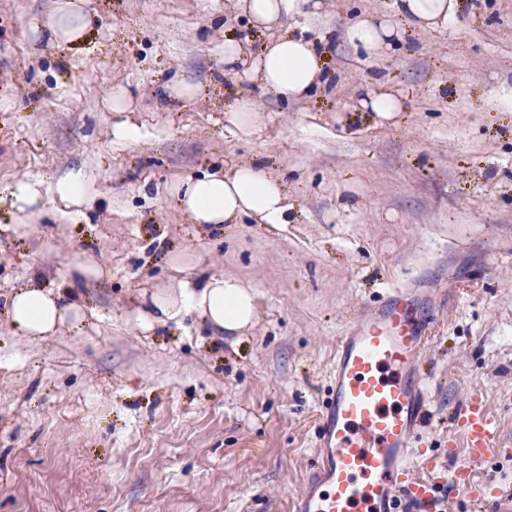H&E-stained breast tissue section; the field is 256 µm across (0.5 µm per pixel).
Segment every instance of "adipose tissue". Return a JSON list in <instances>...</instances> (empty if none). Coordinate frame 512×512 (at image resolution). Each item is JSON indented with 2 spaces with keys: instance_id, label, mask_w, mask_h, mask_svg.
I'll return each mask as SVG.
<instances>
[{
  "instance_id": "adipose-tissue-1",
  "label": "adipose tissue",
  "mask_w": 512,
  "mask_h": 512,
  "mask_svg": "<svg viewBox=\"0 0 512 512\" xmlns=\"http://www.w3.org/2000/svg\"><path fill=\"white\" fill-rule=\"evenodd\" d=\"M398 13L422 30H444L454 18L458 0H395ZM319 0H236L251 28L264 31L289 20L307 17ZM399 30L387 22L357 19L344 31L346 43L366 59L390 52ZM247 45L237 36L224 41V63L245 66V75L258 79L263 89L284 101L305 97L324 80V55L302 37H276L265 44L255 61L246 59ZM184 212L198 224H232L252 217L260 224L288 221V197L280 177L249 164L224 173L191 176L173 185ZM151 321L164 324L182 313H198L216 333H237L253 325L257 316L255 292L233 276L183 282L178 294L155 293L150 298ZM12 327L24 337L55 335L77 311L72 291L36 284L15 289L5 298Z\"/></svg>"
}]
</instances>
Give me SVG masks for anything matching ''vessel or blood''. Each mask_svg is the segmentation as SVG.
Listing matches in <instances>:
<instances>
[{
    "label": "vessel or blood",
    "instance_id": "obj_1",
    "mask_svg": "<svg viewBox=\"0 0 512 512\" xmlns=\"http://www.w3.org/2000/svg\"><path fill=\"white\" fill-rule=\"evenodd\" d=\"M427 342L419 307L402 288L390 289L338 338L317 467L295 497V512H425L440 484L466 489L480 501L503 497V490L473 481L476 466L498 447L497 427L481 406H468L462 416L465 460L448 468L433 459V479L413 476L414 441L429 402L417 369Z\"/></svg>",
    "mask_w": 512,
    "mask_h": 512
}]
</instances>
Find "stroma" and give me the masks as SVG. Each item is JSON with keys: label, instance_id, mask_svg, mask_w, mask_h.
Returning <instances> with one entry per match:
<instances>
[{"label": "stroma", "instance_id": "1", "mask_svg": "<svg viewBox=\"0 0 512 512\" xmlns=\"http://www.w3.org/2000/svg\"><path fill=\"white\" fill-rule=\"evenodd\" d=\"M61 0H0V295L67 287L82 260L76 326L28 340L0 317V512H291L312 478L336 340L389 289L430 323V391L417 442L447 456L481 398L501 451L475 470L512 488V0H460L447 30H419L394 0H321L299 26L324 41L328 84L285 102L224 68V35L247 30L231 0H84L75 44L42 32ZM402 39L366 61L341 38L354 19ZM190 98L165 97L170 78ZM403 99L378 121L372 78ZM250 88L249 135L224 111ZM129 93L128 109L112 94ZM131 121L139 139L117 143ZM280 176L285 224L200 225L171 186L248 162ZM88 173L81 218L12 185ZM230 275L257 294L239 336L194 314L147 329L151 295ZM13 205L24 211L27 207L36 204L42 199V187L40 182L32 179L17 181L11 190Z\"/></svg>", "mask_w": 512, "mask_h": 512}]
</instances>
